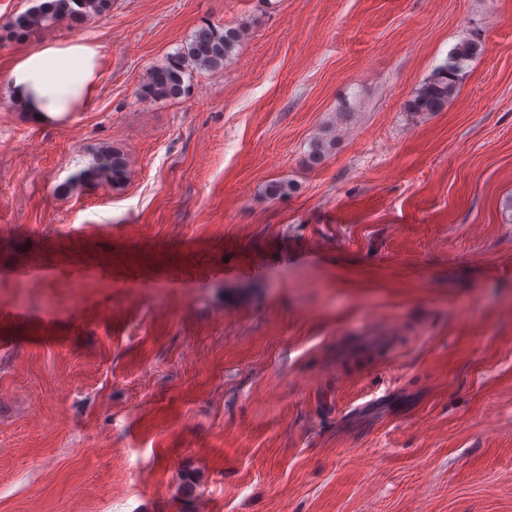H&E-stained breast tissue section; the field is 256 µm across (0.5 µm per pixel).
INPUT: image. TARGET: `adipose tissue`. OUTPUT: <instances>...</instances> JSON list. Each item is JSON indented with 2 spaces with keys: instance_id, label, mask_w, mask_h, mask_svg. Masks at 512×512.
Segmentation results:
<instances>
[{
  "instance_id": "adipose-tissue-1",
  "label": "adipose tissue",
  "mask_w": 512,
  "mask_h": 512,
  "mask_svg": "<svg viewBox=\"0 0 512 512\" xmlns=\"http://www.w3.org/2000/svg\"><path fill=\"white\" fill-rule=\"evenodd\" d=\"M99 61L98 47L83 40L42 44L16 61L8 89L32 119L56 122L91 99Z\"/></svg>"
}]
</instances>
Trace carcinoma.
Instances as JSON below:
<instances>
[{"instance_id": "cac0c4a2", "label": "carcinoma", "mask_w": 512, "mask_h": 512, "mask_svg": "<svg viewBox=\"0 0 512 512\" xmlns=\"http://www.w3.org/2000/svg\"><path fill=\"white\" fill-rule=\"evenodd\" d=\"M111 8L112 0H41L37 6L11 19L7 29L0 34V42L23 40L63 19L82 24L91 18H102L109 14ZM244 35L240 27L205 24L197 28L165 64L152 70L148 81L137 90L139 98L155 100L186 94L185 76L194 69L216 71L223 68ZM479 52L480 45L476 41L468 39L458 43L448 54L445 64L437 67L415 91L411 100L412 111L425 114L442 111L448 100L459 91L460 79L468 62ZM334 144L329 130L315 137L309 143V160L320 161ZM126 172V154L117 148H103L94 154L87 168L69 181L67 188L103 181L119 185L124 181Z\"/></svg>"}]
</instances>
